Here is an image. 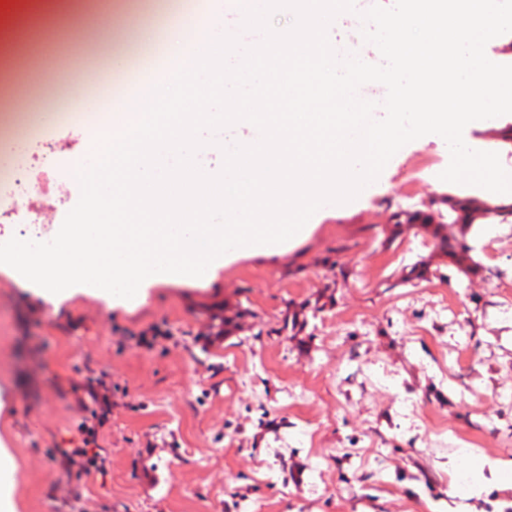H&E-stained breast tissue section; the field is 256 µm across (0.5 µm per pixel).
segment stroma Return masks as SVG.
Segmentation results:
<instances>
[{"mask_svg":"<svg viewBox=\"0 0 512 512\" xmlns=\"http://www.w3.org/2000/svg\"><path fill=\"white\" fill-rule=\"evenodd\" d=\"M355 0L330 31L337 47L379 63L363 40ZM0 44L29 59L13 77L19 109H54L112 77L102 68L74 85L89 56L125 29L120 0L91 13L59 0H16ZM100 30L88 48L74 29ZM512 114L468 124L476 150L498 153ZM88 125L22 124L0 141V165L19 151L62 146L82 161ZM448 160L426 135L403 146L369 191L328 205L283 251L225 259L214 276L149 288L106 307L86 295L52 306L0 268V441L11 450L16 512H505L512 472L464 496L461 478L512 461V216L473 226L423 224L449 200L507 197L447 183L418 156ZM418 179L417 202L399 198ZM171 333L145 351L151 324ZM216 342L204 346L205 337ZM105 376L120 406L100 444L106 475L67 478L52 461L76 437L63 392ZM477 446L461 450L464 438Z\"/></svg>","mask_w":512,"mask_h":512,"instance_id":"35a3bbf8","label":"stroma"}]
</instances>
